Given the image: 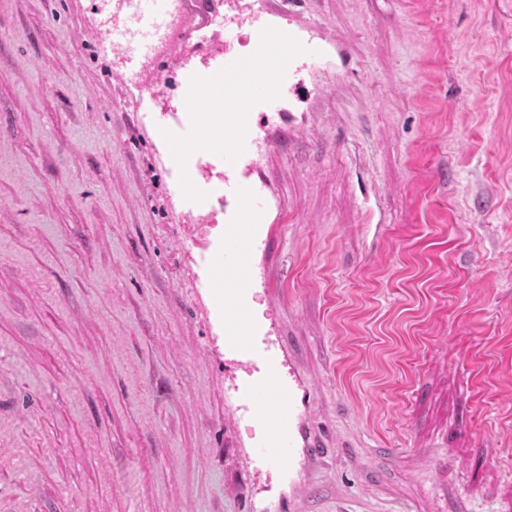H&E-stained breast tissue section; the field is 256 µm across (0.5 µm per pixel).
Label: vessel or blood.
Instances as JSON below:
<instances>
[{"mask_svg": "<svg viewBox=\"0 0 512 512\" xmlns=\"http://www.w3.org/2000/svg\"><path fill=\"white\" fill-rule=\"evenodd\" d=\"M145 7V34L135 46L121 48V65L113 75L128 81L134 70L151 69L153 82L168 85L173 69L183 75L178 105L162 113L160 127L167 133L165 149L170 178L182 177L183 163H192L204 178L214 181L217 201L230 198L235 209L227 221L209 210L203 241L191 251L199 271V289L210 324L221 344L217 353L225 367L234 369L224 387L229 407L228 421L246 428L251 438L253 471L259 481L278 476L288 495H308L298 478L301 459L317 457L321 443L312 431L315 391L295 370L289 369L287 347L270 336L252 311L251 256L267 240L262 206L256 190L247 183L245 129H228L220 139L211 135L218 111L212 97L203 93L196 78L199 69L223 76L225 90L235 92L234 109L256 112L279 100L282 94L301 97L305 87L297 76L319 58L322 44L335 40L323 30L321 44H304L293 23H267L262 14L251 17L254 40L249 55L224 52L222 45L201 61L184 57L178 65L161 59V49L170 33L181 0H141ZM127 0H112L111 9L96 28V43L112 45V27L126 15Z\"/></svg>", "mask_w": 512, "mask_h": 512, "instance_id": "obj_1", "label": "vessel or blood"}]
</instances>
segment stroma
Returning <instances> with one entry per match:
<instances>
[{"label":"stroma","instance_id":"stroma-1","mask_svg":"<svg viewBox=\"0 0 512 512\" xmlns=\"http://www.w3.org/2000/svg\"><path fill=\"white\" fill-rule=\"evenodd\" d=\"M253 0H185L243 56ZM339 48L254 122L257 310L318 390L293 512H512V0H266ZM88 0H0V512H244L198 222Z\"/></svg>","mask_w":512,"mask_h":512}]
</instances>
